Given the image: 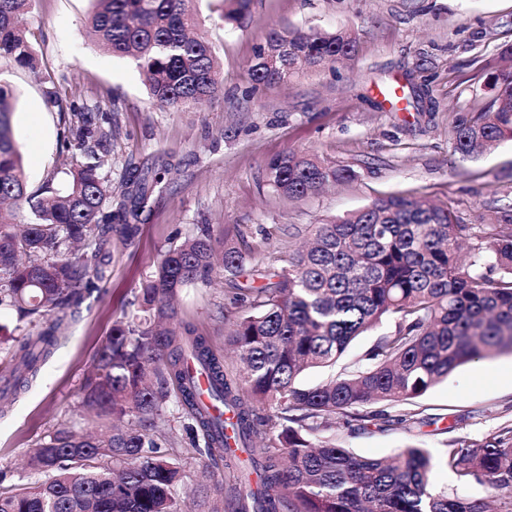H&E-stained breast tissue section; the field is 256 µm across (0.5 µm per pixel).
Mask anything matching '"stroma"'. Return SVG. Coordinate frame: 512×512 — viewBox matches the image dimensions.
Masks as SVG:
<instances>
[{"label": "stroma", "instance_id": "stroma-1", "mask_svg": "<svg viewBox=\"0 0 512 512\" xmlns=\"http://www.w3.org/2000/svg\"><path fill=\"white\" fill-rule=\"evenodd\" d=\"M90 0H39L26 26L36 69L0 61V81L13 91V127L28 191L59 173L64 121L52 107L44 76L58 94L92 105L112 102V151L103 169L120 191L127 165L143 171L171 164L163 188L140 215L131 245L112 241V263L100 298L69 321L35 381L18 391L0 415V493L29 486L39 475L27 464L30 448L56 429L85 426L81 385L114 321L138 307L136 288L152 275L163 252L209 229L213 246L247 242L264 261L286 265L308 225L339 218L378 196L401 193L448 207L461 223L476 224L512 202V140L477 158L454 154L448 117L490 102L488 66H499L512 45V0H252L242 26L224 24L217 0H199L202 30L221 64L223 96L199 108L165 112L150 101L144 77L129 59L90 42ZM343 31L356 41L350 59L308 69L288 82L254 88L248 71L270 28ZM426 78L437 110L426 116L390 111L379 88L406 74ZM306 150L319 160L353 168L355 181L301 200L276 195L264 177L269 158ZM236 310L223 275L209 286L183 289L179 319L224 351L227 317ZM433 427L412 431L396 423L337 421L344 447L387 457L416 439L438 451L444 438L476 440L512 422V354L458 367L419 400ZM156 425L164 451L187 459L194 473L180 492L185 512L221 507L223 468L198 454L167 406Z\"/></svg>", "mask_w": 512, "mask_h": 512}]
</instances>
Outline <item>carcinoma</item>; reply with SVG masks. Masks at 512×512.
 Instances as JSON below:
<instances>
[{"instance_id":"obj_1","label":"carcinoma","mask_w":512,"mask_h":512,"mask_svg":"<svg viewBox=\"0 0 512 512\" xmlns=\"http://www.w3.org/2000/svg\"><path fill=\"white\" fill-rule=\"evenodd\" d=\"M228 25L247 19L251 0H220ZM87 34L147 76L153 104L171 112L198 108L221 93L213 47L191 34L197 0H91ZM33 0H0V60L35 68L34 49L19 26ZM355 51L341 31L271 29L251 59L255 87L279 84L303 69L334 64ZM492 103L456 113L453 150L485 154L512 140V71L487 78ZM63 115V191L27 192L12 124V90L0 84V308L17 310L26 335L11 355L12 387L29 383L60 340L64 320L102 292L112 261V233L133 244L138 218L162 176L125 169V190L112 199L102 174L112 150V105L89 108L47 92ZM349 166L303 151L265 166L270 188L289 198L350 182ZM27 200L32 219L16 221L6 201ZM222 269L238 314L224 337L238 357L216 355L209 338L177 319L171 301L187 287L211 282V235L167 249L155 274L137 288L139 314L117 320L83 384V403L100 420H127L108 434L66 427L29 451L45 476L17 493H0V512H183L179 488L186 465L157 451L155 417L174 400L193 447L224 449L231 512H512V425L481 440H452L438 454L410 444L390 458L356 455L316 433L370 404L406 406L364 420L404 427L434 425L413 408L448 374L468 362L512 353V206L484 224H463L445 206L402 194L379 196L339 219L310 225L307 246L274 266L224 245ZM386 322L366 354L368 364L322 385L305 387L309 369L340 360L364 332ZM208 372L213 397L232 414L224 421L201 409L188 362ZM274 413L269 414L267 410ZM247 455L242 460L236 450ZM456 478L436 489L434 469ZM476 483L486 496L474 497Z\"/></svg>"}]
</instances>
